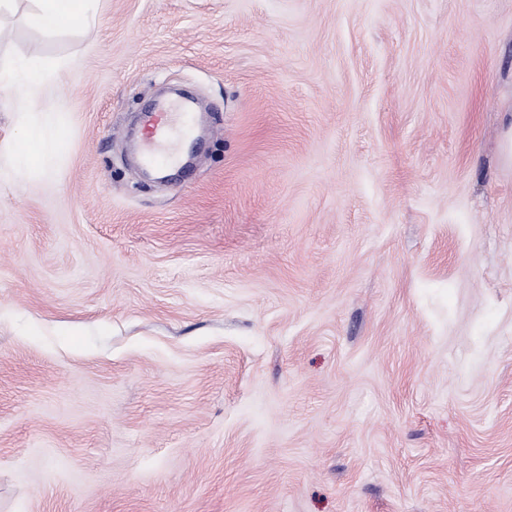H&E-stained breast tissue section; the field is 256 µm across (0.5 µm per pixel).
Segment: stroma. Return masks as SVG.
<instances>
[{"label": "stroma", "mask_w": 512, "mask_h": 512, "mask_svg": "<svg viewBox=\"0 0 512 512\" xmlns=\"http://www.w3.org/2000/svg\"><path fill=\"white\" fill-rule=\"evenodd\" d=\"M29 8L0 59L71 75L0 184V512H512V0ZM99 0H32L28 13L30 25L44 32L67 28H89L98 21ZM155 117L152 134L144 144L143 153L146 162L162 168L168 166L175 158L168 144L170 130L180 123V132L183 135L187 136L191 133V109L185 111L181 107L180 112H168L167 108H162L155 113ZM39 125L33 136L22 142L0 144L10 158V175L17 179L23 176L48 175L55 170L64 131L58 123L55 112H38Z\"/></svg>", "instance_id": "1"}]
</instances>
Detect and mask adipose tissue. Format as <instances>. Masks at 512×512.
<instances>
[{"instance_id":"obj_1","label":"adipose tissue","mask_w":512,"mask_h":512,"mask_svg":"<svg viewBox=\"0 0 512 512\" xmlns=\"http://www.w3.org/2000/svg\"><path fill=\"white\" fill-rule=\"evenodd\" d=\"M98 0H34L28 13L30 25L44 32L67 28H88L98 20ZM70 75L68 68L41 71L29 60L10 62L0 75V98L14 99L24 111L37 110L42 90L51 82H60ZM64 131L55 113L40 112L39 125L33 136L23 141L0 146L10 158L9 173L13 178L50 174L56 167Z\"/></svg>"}]
</instances>
